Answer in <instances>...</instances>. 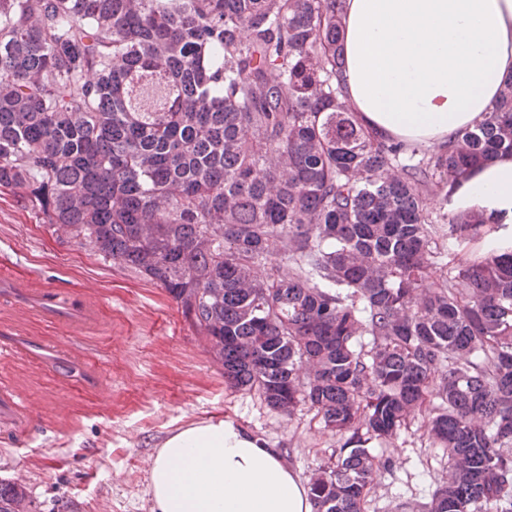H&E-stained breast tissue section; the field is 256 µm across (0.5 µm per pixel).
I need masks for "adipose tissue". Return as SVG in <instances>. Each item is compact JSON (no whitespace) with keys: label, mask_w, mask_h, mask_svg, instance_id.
I'll use <instances>...</instances> for the list:
<instances>
[{"label":"adipose tissue","mask_w":512,"mask_h":512,"mask_svg":"<svg viewBox=\"0 0 512 512\" xmlns=\"http://www.w3.org/2000/svg\"><path fill=\"white\" fill-rule=\"evenodd\" d=\"M345 98L377 135L437 146L473 128L512 76V0H345ZM493 218L485 256L512 246V156L492 159L449 197ZM154 512H315L306 479L231 421L180 428L149 476Z\"/></svg>","instance_id":"ef3b65f1"}]
</instances>
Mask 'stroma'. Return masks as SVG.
<instances>
[{"label": "stroma", "mask_w": 512, "mask_h": 512, "mask_svg": "<svg viewBox=\"0 0 512 512\" xmlns=\"http://www.w3.org/2000/svg\"><path fill=\"white\" fill-rule=\"evenodd\" d=\"M0 259L24 281L87 287L101 312L96 328L75 334L28 311L0 310V325L60 342L96 362L104 381L85 390L0 355V395L28 412L23 427L0 426V479L22 481L33 512H152L155 453L192 422L233 421L305 478L335 460L342 440L313 410L283 416L258 393L228 387L208 343L162 287L44 224L19 189L0 187ZM427 420L418 414L393 439L369 442L379 470L364 512H426L448 478V455L428 440Z\"/></svg>", "instance_id": "1"}]
</instances>
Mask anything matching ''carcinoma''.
Instances as JSON below:
<instances>
[{
  "mask_svg": "<svg viewBox=\"0 0 512 512\" xmlns=\"http://www.w3.org/2000/svg\"><path fill=\"white\" fill-rule=\"evenodd\" d=\"M343 3L0 0V186L164 288L229 387L343 437L316 512H364L366 443L436 398L428 512H512V249L437 251L491 229L445 209L512 153V78L445 145L382 139L343 99ZM27 509L1 479L0 512Z\"/></svg>",
  "mask_w": 512,
  "mask_h": 512,
  "instance_id": "1",
  "label": "carcinoma"
}]
</instances>
